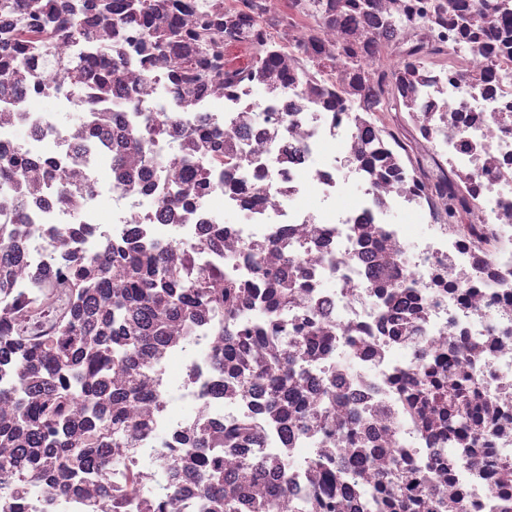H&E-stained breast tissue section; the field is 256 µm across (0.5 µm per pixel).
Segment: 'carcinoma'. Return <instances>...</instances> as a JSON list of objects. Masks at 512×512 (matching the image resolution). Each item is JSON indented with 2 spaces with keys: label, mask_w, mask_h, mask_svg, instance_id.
<instances>
[{
  "label": "carcinoma",
  "mask_w": 512,
  "mask_h": 512,
  "mask_svg": "<svg viewBox=\"0 0 512 512\" xmlns=\"http://www.w3.org/2000/svg\"><path fill=\"white\" fill-rule=\"evenodd\" d=\"M28 163L24 154L11 157L0 166V184L14 181L17 171ZM125 262L126 284L112 289V296L96 303L95 295L104 292L109 267L114 258ZM112 255V245L104 247L95 264L69 263L70 280L79 289L67 323L65 338L46 340L25 348L24 361L40 384L48 386L43 393L24 396L0 391L15 406L16 416L0 424V436L17 443L15 454L0 460V489L8 487L19 475V460L49 454L59 467L74 475L79 470L104 472L118 462L104 451L109 436L118 437L126 429L121 413L112 404L128 397L138 385L139 370L134 360L137 351L147 347L163 333L166 311L188 312L194 299L205 290L190 291L162 258L144 260L138 253ZM269 315L275 316L284 303L276 288L261 282ZM241 288L235 282L211 290L209 302L224 309L225 316L234 320L239 311ZM17 349V339L9 327L0 326V360L8 359ZM123 369L128 373V391L112 389L111 375ZM299 376L291 357H284L272 369L274 396L288 386V380ZM85 403L86 413L81 422L85 439L73 441V416L77 401ZM454 417L451 426L463 428L470 418L465 402L448 398ZM194 451L189 465L200 474L197 495L206 503L218 502L223 512H237L236 499L224 490V477L219 465L205 452V440L190 439ZM26 482L53 488L57 480L53 473L39 469L35 462L26 467ZM175 472L159 478L163 494L160 512H177V489L170 486Z\"/></svg>",
  "instance_id": "obj_1"
}]
</instances>
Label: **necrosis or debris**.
<instances>
[{"label": "necrosis or debris", "instance_id": "4bbe7bcc", "mask_svg": "<svg viewBox=\"0 0 512 512\" xmlns=\"http://www.w3.org/2000/svg\"><path fill=\"white\" fill-rule=\"evenodd\" d=\"M25 2L0 0V62L27 59L0 83V162L29 159L0 185V233L28 238L0 324L25 346L62 337L64 260L108 242L161 254L188 284L272 277L286 299L276 334L249 296L237 321L204 302L169 323L108 448L120 467L74 491L0 492V512H112L116 497L158 512L188 435L225 481L254 465L240 512H301L328 469L331 512H362L395 464L414 512H512V0H190L180 24L203 43L161 53L129 0H34L37 18ZM60 13L92 38L56 33ZM76 66L82 84L62 82ZM391 99L409 119L399 143ZM287 352L304 376L282 404L265 373ZM429 374L468 378L467 433L417 398Z\"/></svg>", "mask_w": 512, "mask_h": 512}]
</instances>
